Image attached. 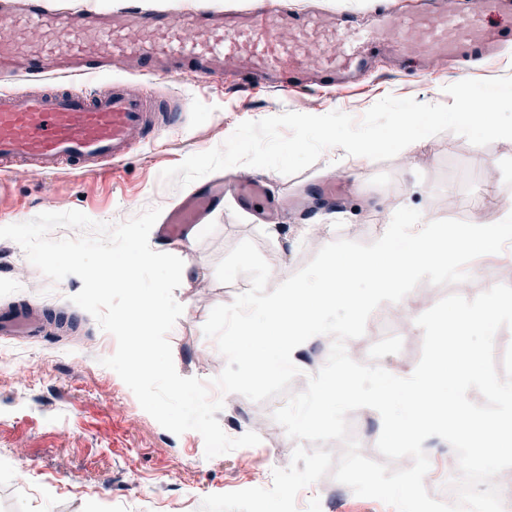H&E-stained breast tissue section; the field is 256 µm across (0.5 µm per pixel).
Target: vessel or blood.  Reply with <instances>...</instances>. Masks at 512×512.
<instances>
[{"instance_id":"vessel-or-blood-1","label":"vessel or blood","mask_w":512,"mask_h":512,"mask_svg":"<svg viewBox=\"0 0 512 512\" xmlns=\"http://www.w3.org/2000/svg\"><path fill=\"white\" fill-rule=\"evenodd\" d=\"M0 77L13 71L14 52L30 28L46 32L44 44L28 57L31 75H97L132 65L137 86L116 80L107 90L50 87L24 92L0 90V172L32 166L45 175L63 169L104 172L123 161L137 141L167 137L182 123L183 105L152 88L162 60L193 63L195 71L236 78L251 66L269 85L294 91L302 77H328L361 70L367 53L381 45L387 57L411 62L430 55L457 62L497 54L502 31H512V8L504 0H476L466 11H449L444 0H419L384 15L375 25L345 27L338 15L293 13L284 0H254L243 11H210L181 5L176 13L150 11L120 0L106 10L49 9L45 0H0ZM198 35L186 40L182 31ZM289 38H282V30ZM263 203L262 180L213 181L170 211L161 233L182 237L217 208L225 189ZM40 325L28 308L0 316V334L38 336Z\"/></svg>"}]
</instances>
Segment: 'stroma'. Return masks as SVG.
Returning a JSON list of instances; mask_svg holds the SVG:
<instances>
[{"instance_id":"1","label":"stroma","mask_w":512,"mask_h":512,"mask_svg":"<svg viewBox=\"0 0 512 512\" xmlns=\"http://www.w3.org/2000/svg\"><path fill=\"white\" fill-rule=\"evenodd\" d=\"M286 3L294 11L321 8L367 16L392 10L400 0ZM503 43L505 53L494 60L434 64L428 72L413 75L379 61L362 86L339 92L299 89L289 95L241 79L220 82L190 70L174 79L159 72L158 94L193 102L179 131L161 143L141 145L107 178L68 171L47 177L31 169L1 177L0 226L42 212L78 210L94 221L116 224L151 207L169 210L203 190L207 181L178 188L163 181L161 172L221 145L241 122L287 111H341L358 119L388 95L449 105L453 99L445 93L448 85L466 78L512 76V37L504 36ZM344 156V149H327L313 166L293 176L233 167V174L264 179L272 197L288 200L278 223H262L252 208L228 196L193 241L150 233L154 250L193 267L189 279L174 291L183 313L168 335L181 376L207 382L226 365L202 327L215 306L233 302L250 287L247 276L223 284L215 275L217 263L241 241H254L270 266L285 264L293 274L305 276L335 247L365 251L380 226L400 214L431 208L450 227L467 222L466 201L473 195L493 202L512 200V140L479 147L444 132L388 161L364 164L345 161ZM488 159L500 163L492 178L484 167ZM453 260L460 269H474V278L464 283L441 269L417 276L407 292L414 314L450 293L471 299L495 284L512 285V242L492 248L475 244L454 254ZM82 286L73 275L51 283L17 243L0 239V312L29 301L77 321L75 330L50 332L35 342L0 336V512H199L204 496L256 487L276 454H292L294 441L272 418L285 402L281 396L256 403L211 389V397L224 401L216 414L224 432L238 437L253 431L261 441L210 459L197 431L177 435L163 428L118 374L101 365L117 343L89 313L71 303ZM397 310V305L385 303L372 313L365 335L352 341L357 361L368 362L372 344L394 334L402 338L403 348L385 356L380 365L395 374L413 372L423 332L416 323L398 320ZM309 500L323 503V512H393L329 476L301 490L296 503Z\"/></svg>"}]
</instances>
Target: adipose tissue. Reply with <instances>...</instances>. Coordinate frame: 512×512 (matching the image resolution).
<instances>
[{
	"instance_id": "ef3b65f1",
	"label": "adipose tissue",
	"mask_w": 512,
	"mask_h": 512,
	"mask_svg": "<svg viewBox=\"0 0 512 512\" xmlns=\"http://www.w3.org/2000/svg\"><path fill=\"white\" fill-rule=\"evenodd\" d=\"M512 239V201H501L494 211H487L483 197H475L467 223L444 227L433 211L397 217L383 225L368 250L355 257L349 267L328 256L322 269L311 276L298 277L288 267L276 269L280 291L277 295L252 301V319L272 321L284 327L289 336H344L350 327H329L319 310L325 306L344 305L360 311L366 298L346 290L349 279L369 281L374 295H404L409 282L439 264L451 261L455 250L474 242L494 244Z\"/></svg>"
}]
</instances>
